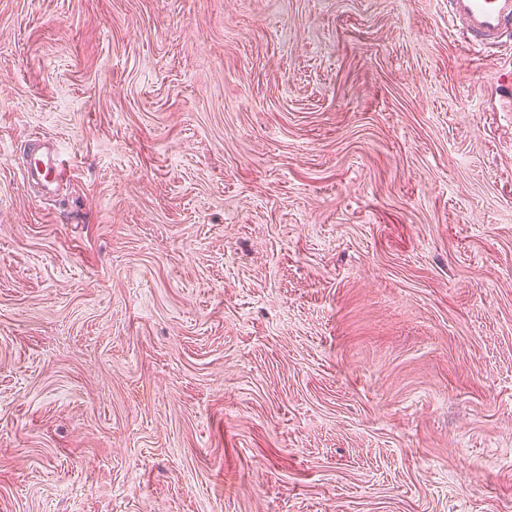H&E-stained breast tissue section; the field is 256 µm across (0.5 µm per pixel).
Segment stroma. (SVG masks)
<instances>
[{
  "label": "stroma",
  "instance_id": "1",
  "mask_svg": "<svg viewBox=\"0 0 512 512\" xmlns=\"http://www.w3.org/2000/svg\"><path fill=\"white\" fill-rule=\"evenodd\" d=\"M511 76L448 0H0V512H512ZM27 181L49 189L64 175L59 152L50 144L43 143L29 148L24 160Z\"/></svg>",
  "mask_w": 512,
  "mask_h": 512
}]
</instances>
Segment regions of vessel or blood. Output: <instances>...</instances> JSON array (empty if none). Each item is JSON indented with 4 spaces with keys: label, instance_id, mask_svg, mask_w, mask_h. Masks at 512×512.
<instances>
[{
    "label": "vessel or blood",
    "instance_id": "vessel-or-blood-1",
    "mask_svg": "<svg viewBox=\"0 0 512 512\" xmlns=\"http://www.w3.org/2000/svg\"><path fill=\"white\" fill-rule=\"evenodd\" d=\"M448 25L469 44L498 48L512 38V0H448ZM24 169L28 182L45 189L64 175L57 149L47 143L29 149Z\"/></svg>",
    "mask_w": 512,
    "mask_h": 512
}]
</instances>
